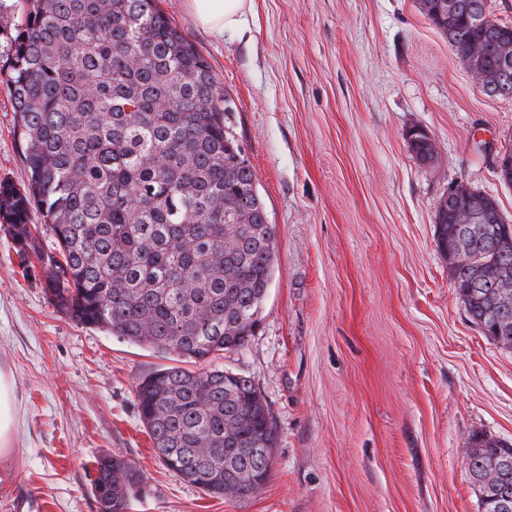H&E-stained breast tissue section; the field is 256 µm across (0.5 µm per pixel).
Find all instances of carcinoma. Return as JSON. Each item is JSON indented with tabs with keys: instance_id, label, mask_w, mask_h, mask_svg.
Listing matches in <instances>:
<instances>
[{
	"instance_id": "1",
	"label": "carcinoma",
	"mask_w": 512,
	"mask_h": 512,
	"mask_svg": "<svg viewBox=\"0 0 512 512\" xmlns=\"http://www.w3.org/2000/svg\"><path fill=\"white\" fill-rule=\"evenodd\" d=\"M455 55L512 98L502 46L512 26L485 20L486 0H418ZM10 92L27 183L0 182V219L24 272L40 264L48 300L73 322L153 352L207 362L243 348L261 323L276 258L256 177L224 130V88L158 0H26ZM476 215L463 234L458 218ZM40 223H32V216ZM52 239L42 245L41 233ZM438 250L483 334L512 316V224L497 200L467 188L436 213ZM140 419L163 466L215 498L268 481L276 434L252 381L220 369H157L137 385ZM497 458L511 465L485 480ZM482 512L512 496V443L472 439ZM142 476L96 460L98 512H129Z\"/></svg>"
}]
</instances>
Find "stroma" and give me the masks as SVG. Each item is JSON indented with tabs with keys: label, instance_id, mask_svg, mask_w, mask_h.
Returning <instances> with one entry per match:
<instances>
[{
	"label": "stroma",
	"instance_id": "1",
	"mask_svg": "<svg viewBox=\"0 0 512 512\" xmlns=\"http://www.w3.org/2000/svg\"><path fill=\"white\" fill-rule=\"evenodd\" d=\"M24 0H0V181L26 179L8 85ZM161 9L209 61L225 129L277 230L262 324L216 366L249 378L277 432L249 499L204 494L162 465L136 386L167 359L57 312L0 226V370L18 423L0 512H97L96 459L143 477L130 512H479L468 441H512V348L471 322L434 219L448 188L512 186V99L483 93L417 0H252L218 36L187 0ZM435 142L432 162L406 133Z\"/></svg>",
	"mask_w": 512,
	"mask_h": 512
}]
</instances>
